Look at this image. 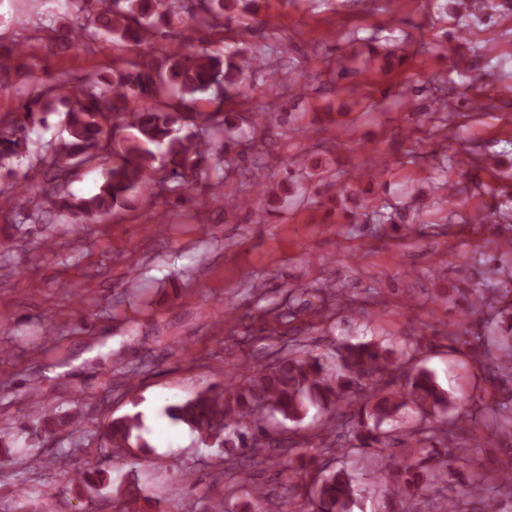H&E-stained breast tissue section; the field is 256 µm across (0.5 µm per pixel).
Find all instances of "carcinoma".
I'll return each mask as SVG.
<instances>
[{
    "label": "carcinoma",
    "instance_id": "cac0c4a2",
    "mask_svg": "<svg viewBox=\"0 0 512 512\" xmlns=\"http://www.w3.org/2000/svg\"><path fill=\"white\" fill-rule=\"evenodd\" d=\"M239 0H65L72 17L65 31L67 45L79 40L86 48L106 38L112 42L109 74H87L72 84L58 78L31 80L14 112L0 115V180L12 194L3 197L0 211L13 207L19 195L35 199L32 219L44 224L48 216L69 223L98 222L131 198L154 188L182 198L187 191L216 190L224 177L212 172L224 166V142L234 143L246 132L224 118L221 92L243 83L247 72L262 66L250 56L236 62L208 50L209 43L184 34L205 28L224 41V12ZM213 106L208 111L200 102ZM64 112L61 129L44 141L31 137L38 127H49L48 117ZM100 168L97 191L75 198L65 184L82 166ZM482 289L469 291L483 302L486 293L512 310V275L501 267L487 269ZM454 343L466 345L478 364L497 379L512 378V338L489 330L471 345L467 334H453ZM423 341L397 348L373 342H344L335 357L314 352L298 343L266 363L242 365L222 388L209 385L195 396L169 405L165 414L187 425L208 447L225 451L224 471H249L266 463L263 450L274 443L272 424H291L295 433L310 408L328 414V436L341 431L349 447L336 452L349 457L369 455L388 479L382 492L394 498L410 492H432L448 500V512H502L501 502L481 496L487 474H477L467 500L445 496L448 463L465 458L457 430L474 428L471 414L456 409L450 392L433 371L419 364ZM77 413L55 414L43 401L27 419L14 427L16 440L38 429L68 433L79 426ZM497 430L488 442L512 439V396L496 407ZM138 412L110 420L100 432V449L112 457L132 458L148 447ZM300 443L289 441L281 449L286 457L282 472L300 476L295 462L303 460ZM60 475L79 490L91 494L111 484L107 471L71 472L67 460H57ZM296 512H353L367 485L345 468L324 464L307 486L294 484ZM121 512H158L159 500L131 480L116 489ZM250 512H282L281 504L266 488L246 492Z\"/></svg>",
    "mask_w": 512,
    "mask_h": 512
}]
</instances>
